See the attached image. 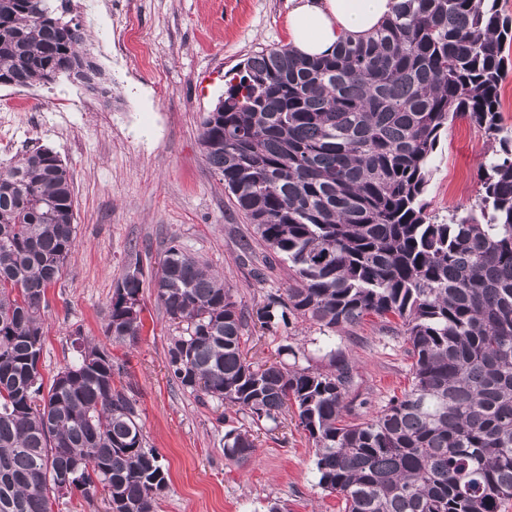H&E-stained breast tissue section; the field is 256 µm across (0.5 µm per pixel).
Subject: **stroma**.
Masks as SVG:
<instances>
[{
    "instance_id": "obj_1",
    "label": "stroma",
    "mask_w": 512,
    "mask_h": 512,
    "mask_svg": "<svg viewBox=\"0 0 512 512\" xmlns=\"http://www.w3.org/2000/svg\"><path fill=\"white\" fill-rule=\"evenodd\" d=\"M92 35L91 50L116 97L104 103L66 79L30 88L0 87V130L10 150L0 163L44 146L73 175L76 247L47 291L44 381L72 358L74 334L95 338L131 386L143 433L167 474L157 512H339L336 495L318 485L314 450L295 419L283 434L260 435L242 466L224 458V434L242 414L183 390L167 371L177 329L152 286L139 299L143 327L134 343L103 333L114 283L130 266L151 275L171 245L200 257L224 277L248 311L289 283L287 261L240 258L251 224L231 204L205 161L202 121L224 93V77L254 52L288 43L292 0H70ZM496 148L470 117L448 125L430 164L424 195L437 221L475 209L481 166ZM253 361L300 363L327 370L331 355L354 367L352 412L365 419L407 383L411 359L403 338L367 320L351 332L310 323L246 334Z\"/></svg>"
}]
</instances>
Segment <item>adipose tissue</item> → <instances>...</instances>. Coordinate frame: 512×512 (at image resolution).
<instances>
[{"label": "adipose tissue", "instance_id": "obj_1", "mask_svg": "<svg viewBox=\"0 0 512 512\" xmlns=\"http://www.w3.org/2000/svg\"><path fill=\"white\" fill-rule=\"evenodd\" d=\"M290 45L310 56L332 54L345 41L367 38L393 13L395 0H293Z\"/></svg>", "mask_w": 512, "mask_h": 512}]
</instances>
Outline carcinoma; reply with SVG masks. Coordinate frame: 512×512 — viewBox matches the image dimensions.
Listing matches in <instances>:
<instances>
[{"instance_id":"obj_1","label":"carcinoma","mask_w":512,"mask_h":512,"mask_svg":"<svg viewBox=\"0 0 512 512\" xmlns=\"http://www.w3.org/2000/svg\"><path fill=\"white\" fill-rule=\"evenodd\" d=\"M0 0V77L27 88L89 50L85 29L36 20L52 0ZM512 16L500 0H397L367 40L308 59L288 46L247 58L202 123L217 171L254 235L288 260L293 284L267 294L260 328L311 322L349 332L397 319L409 385L370 418L347 421L352 367L254 364L250 313L224 279L174 244L154 274L181 332L171 377L250 424L224 434L242 465L253 430L293 412L314 447L318 485L342 512H506L512 503V131L500 88ZM499 144L483 166L479 214L434 221L429 163L459 113ZM72 175L33 148L0 166V512H53L62 485L112 512H155L167 479L146 446L137 399L112 356L79 335L44 388L41 313L76 247ZM114 289L105 335L133 341L140 277Z\"/></svg>"}]
</instances>
